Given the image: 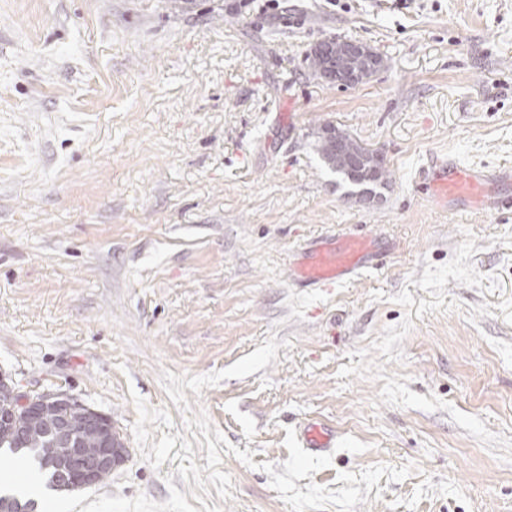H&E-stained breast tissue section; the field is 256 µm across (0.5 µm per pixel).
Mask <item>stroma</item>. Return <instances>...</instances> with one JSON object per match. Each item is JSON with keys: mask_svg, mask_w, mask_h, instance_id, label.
Returning a JSON list of instances; mask_svg holds the SVG:
<instances>
[{"mask_svg": "<svg viewBox=\"0 0 512 512\" xmlns=\"http://www.w3.org/2000/svg\"><path fill=\"white\" fill-rule=\"evenodd\" d=\"M333 36L387 68L313 76ZM327 122L384 154L373 207ZM442 154L512 162V0H0V372L130 451L37 512H512V208L436 206ZM355 230L382 268L293 283ZM340 40L343 39L339 37H328L318 42L319 45L317 47V52L319 53L315 52L314 50V47L318 43H316L313 46L310 53H308L307 55V61L309 68L311 69L314 75L318 76V73L323 68V65L327 57H336V54H339L342 51L343 47L348 45L340 43ZM329 125L323 124L313 132L315 149L321 162L336 174L340 183L349 188L351 195L358 197L361 201H370L391 182V172L387 163L379 168L377 175L368 176L349 161L350 155L357 150L360 141L336 126L344 138L345 147L343 151H338L336 144L324 134V129ZM335 430L319 420H309L300 427L299 440L312 451H322L332 447Z\"/></svg>", "mask_w": 512, "mask_h": 512, "instance_id": "35a3bbf8", "label": "stroma"}]
</instances>
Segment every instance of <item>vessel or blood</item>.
Masks as SVG:
<instances>
[{
    "mask_svg": "<svg viewBox=\"0 0 512 512\" xmlns=\"http://www.w3.org/2000/svg\"><path fill=\"white\" fill-rule=\"evenodd\" d=\"M422 189L442 208L475 209L484 213L512 207V195L505 185L512 184V167L465 166L448 156L432 159L422 172ZM379 253L372 236L342 234L311 241L292 267V279L311 287L350 279L359 270L379 264ZM335 430L319 420L304 423L299 439L305 448L321 451L331 447Z\"/></svg>",
    "mask_w": 512,
    "mask_h": 512,
    "instance_id": "1",
    "label": "vessel or blood"
}]
</instances>
